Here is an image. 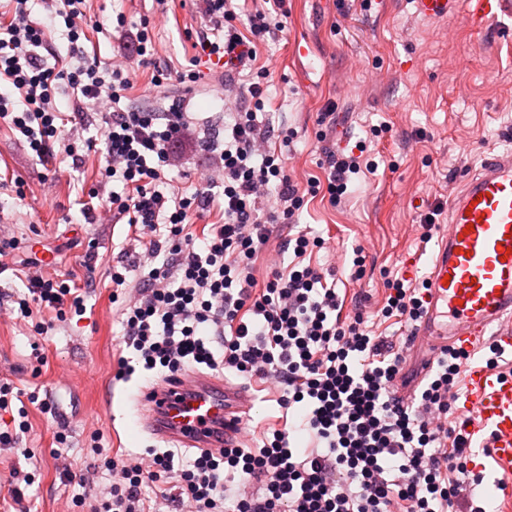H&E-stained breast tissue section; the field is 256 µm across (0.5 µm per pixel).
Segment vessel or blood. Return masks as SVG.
<instances>
[{
	"instance_id": "1",
	"label": "vessel or blood",
	"mask_w": 512,
	"mask_h": 512,
	"mask_svg": "<svg viewBox=\"0 0 512 512\" xmlns=\"http://www.w3.org/2000/svg\"><path fill=\"white\" fill-rule=\"evenodd\" d=\"M425 19L466 11L487 27L512 14V0H414ZM428 309L416 336L432 347L473 351L485 342L512 353V151L489 155L466 179L448 209V230L426 276ZM151 435L213 453L236 446L253 397L224 378L195 372L142 388L136 397ZM463 410L474 430L489 429L491 454L512 467V376L468 368Z\"/></svg>"
}]
</instances>
